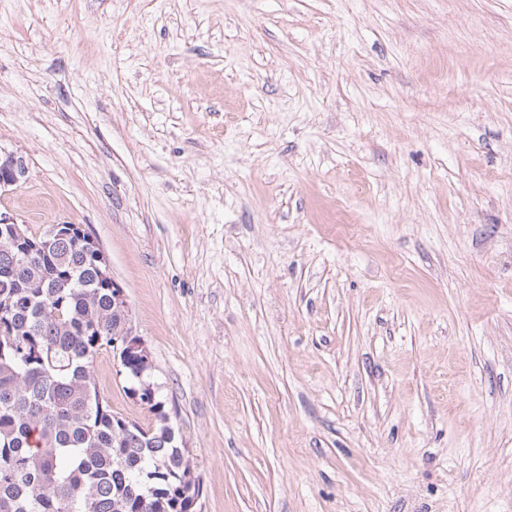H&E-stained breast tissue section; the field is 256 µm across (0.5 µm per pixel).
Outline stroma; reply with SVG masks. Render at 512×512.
Returning a JSON list of instances; mask_svg holds the SVG:
<instances>
[{"mask_svg":"<svg viewBox=\"0 0 512 512\" xmlns=\"http://www.w3.org/2000/svg\"><path fill=\"white\" fill-rule=\"evenodd\" d=\"M1 148L0 211L105 251L201 512H512V0H0ZM27 165L22 156L13 152L0 153V187L6 188L18 184L26 176Z\"/></svg>","mask_w":512,"mask_h":512,"instance_id":"stroma-1","label":"stroma"}]
</instances>
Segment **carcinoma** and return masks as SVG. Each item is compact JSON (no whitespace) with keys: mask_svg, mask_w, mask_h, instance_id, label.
Masks as SVG:
<instances>
[{"mask_svg":"<svg viewBox=\"0 0 512 512\" xmlns=\"http://www.w3.org/2000/svg\"><path fill=\"white\" fill-rule=\"evenodd\" d=\"M0 238V512H195L200 480L165 403L137 358L119 362L127 394L155 423L123 419L97 387L92 363L120 337L112 289L95 281L80 224L70 242L24 228Z\"/></svg>","mask_w":512,"mask_h":512,"instance_id":"carcinoma-1","label":"carcinoma"}]
</instances>
